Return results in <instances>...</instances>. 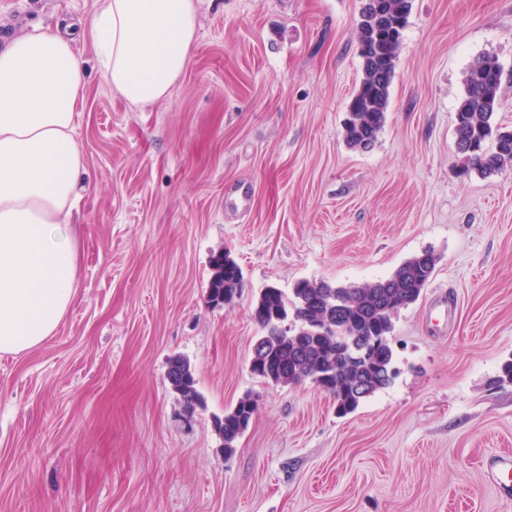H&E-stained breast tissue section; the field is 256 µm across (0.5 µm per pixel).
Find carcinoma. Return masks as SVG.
Returning <instances> with one entry per match:
<instances>
[{
  "instance_id": "1",
  "label": "carcinoma",
  "mask_w": 512,
  "mask_h": 512,
  "mask_svg": "<svg viewBox=\"0 0 512 512\" xmlns=\"http://www.w3.org/2000/svg\"><path fill=\"white\" fill-rule=\"evenodd\" d=\"M410 8V0H363L358 22V44L364 46L358 53L362 78L344 124V139L351 148H372L385 124ZM501 77L496 57L475 59L456 112L455 138L468 146L462 152L463 163L486 174L512 166V131H502L492 122L500 106ZM438 261L439 255L426 249L406 259L390 276L362 286L303 279L289 293L274 285L262 289L253 308L263 334L251 350L252 373L276 385L310 381L334 398L338 414L354 412L396 377L390 344L394 319L420 299ZM210 266L207 303L233 306L243 288L240 267L225 251L212 255ZM286 321L293 329L284 335L279 325ZM167 376L181 388L182 401L195 405L197 380L189 360L172 358ZM256 409V400L245 395L224 410L217 427L225 453L234 452Z\"/></svg>"
}]
</instances>
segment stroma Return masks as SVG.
Instances as JSON below:
<instances>
[{
  "label": "stroma",
  "mask_w": 512,
  "mask_h": 512,
  "mask_svg": "<svg viewBox=\"0 0 512 512\" xmlns=\"http://www.w3.org/2000/svg\"><path fill=\"white\" fill-rule=\"evenodd\" d=\"M100 3L0 0V36ZM194 4L189 66L158 102L128 104L91 37L75 45L77 291L52 336L0 353V512H512L481 465L512 452V167L463 170L454 134L485 54L512 129V0H411L367 151L343 136L361 0ZM427 248L435 273L394 323L399 374L354 413L252 373L261 289L363 285ZM220 250L244 276L229 309L206 302ZM175 356L195 371L190 414ZM247 394L228 456L215 421Z\"/></svg>",
  "instance_id": "stroma-1"
}]
</instances>
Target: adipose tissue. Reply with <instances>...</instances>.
I'll list each match as a JSON object with an SVG mask.
<instances>
[{"label": "adipose tissue", "mask_w": 512, "mask_h": 512, "mask_svg": "<svg viewBox=\"0 0 512 512\" xmlns=\"http://www.w3.org/2000/svg\"><path fill=\"white\" fill-rule=\"evenodd\" d=\"M87 26L106 82L127 103L167 96L189 65L193 0H103ZM76 25L37 28L0 49V353L38 346L76 294L70 219L84 154L75 139L85 71Z\"/></svg>", "instance_id": "ef3b65f1"}]
</instances>
